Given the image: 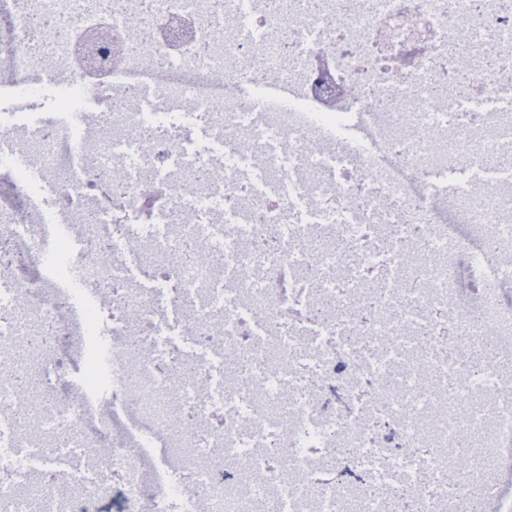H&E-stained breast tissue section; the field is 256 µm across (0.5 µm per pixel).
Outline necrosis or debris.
I'll return each instance as SVG.
<instances>
[{"label": "necrosis or debris", "instance_id": "obj_1", "mask_svg": "<svg viewBox=\"0 0 512 512\" xmlns=\"http://www.w3.org/2000/svg\"><path fill=\"white\" fill-rule=\"evenodd\" d=\"M86 13L45 0L40 13L0 0V74L25 86L48 74L104 99L31 134L0 131L1 156H31L48 194L14 211L0 238L44 271L0 269V512H23L20 488L49 512H458L492 494L512 447V408L490 419L469 400L508 387L486 338L512 349V306L488 279L487 253L512 244V190L493 179L512 109V12L496 0H112L95 18L117 51L99 71L79 49ZM421 40L379 52L384 30ZM479 81L477 116L449 111L460 78ZM206 117L225 165L176 137L127 88ZM288 93L241 137L242 116L270 83ZM358 150L334 143L350 117ZM476 180L459 194L451 178ZM57 227L67 252L46 250ZM463 224L488 231L470 250L482 282L452 303L449 246ZM109 257L85 253L87 231ZM132 256L137 277L120 275ZM63 284L52 295L49 282ZM92 357L64 401L56 355L66 309ZM138 424L116 432L119 415ZM113 430L93 453L87 421ZM163 447L161 459L149 451ZM439 472L467 462L455 486H426L409 463Z\"/></svg>", "mask_w": 512, "mask_h": 512}]
</instances>
